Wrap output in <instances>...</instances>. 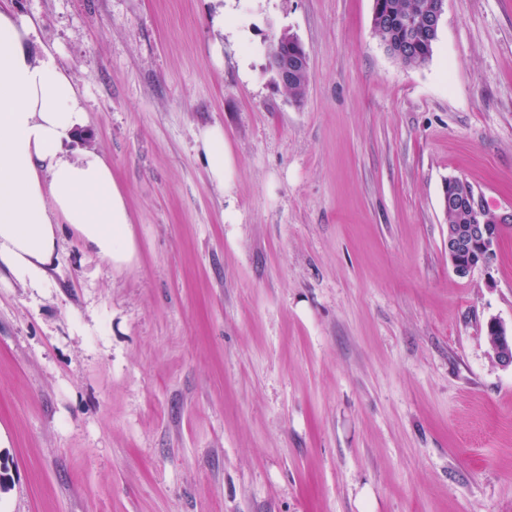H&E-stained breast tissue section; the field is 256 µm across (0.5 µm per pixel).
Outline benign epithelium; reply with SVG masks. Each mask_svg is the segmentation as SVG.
Segmentation results:
<instances>
[{
  "label": "benign epithelium",
  "mask_w": 512,
  "mask_h": 512,
  "mask_svg": "<svg viewBox=\"0 0 512 512\" xmlns=\"http://www.w3.org/2000/svg\"><path fill=\"white\" fill-rule=\"evenodd\" d=\"M308 66L307 60L288 61V53L277 57L275 73L282 84H288L289 74L299 67ZM448 192L443 194V206L449 211L464 209L470 213V224L448 225V259L454 272L459 277L469 276L476 268H490L486 262L472 260V254L493 253L501 240L505 227L512 224V211L492 218L484 215V207L479 197L472 191L462 188V182L450 178L447 182ZM488 327L495 331L497 340L494 355L504 366H512V335L505 324L492 320Z\"/></svg>",
  "instance_id": "7a95c632"
}]
</instances>
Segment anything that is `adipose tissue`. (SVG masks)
I'll return each mask as SVG.
<instances>
[{
	"mask_svg": "<svg viewBox=\"0 0 512 512\" xmlns=\"http://www.w3.org/2000/svg\"><path fill=\"white\" fill-rule=\"evenodd\" d=\"M33 25L0 11V266L43 287L62 224L121 266L136 244L124 195L105 157L68 150L87 125L82 97L54 53L33 56Z\"/></svg>",
	"mask_w": 512,
	"mask_h": 512,
	"instance_id": "1",
	"label": "adipose tissue"
}]
</instances>
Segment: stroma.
Instances as JSON below:
<instances>
[{
	"mask_svg": "<svg viewBox=\"0 0 512 512\" xmlns=\"http://www.w3.org/2000/svg\"><path fill=\"white\" fill-rule=\"evenodd\" d=\"M82 94L137 243L0 269V512H512V228L448 259L443 186L512 211V0L429 61L374 0H5ZM298 37L295 101L269 66ZM224 130L227 185L197 142ZM488 327L494 330L496 336H498L493 349L496 359L503 366H512V328L509 334L505 324L497 320H491L488 323ZM492 330L488 332V337L491 342H493L496 337Z\"/></svg>",
	"mask_w": 512,
	"mask_h": 512,
	"instance_id": "1",
	"label": "stroma"
}]
</instances>
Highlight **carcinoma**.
Segmentation results:
<instances>
[{
    "instance_id": "obj_1",
    "label": "carcinoma",
    "mask_w": 512,
    "mask_h": 512,
    "mask_svg": "<svg viewBox=\"0 0 512 512\" xmlns=\"http://www.w3.org/2000/svg\"><path fill=\"white\" fill-rule=\"evenodd\" d=\"M372 16L374 35L389 54L406 66H420L432 55L438 32L429 27L424 13L432 0H375ZM309 72L298 71L288 82V93L296 100L304 97Z\"/></svg>"
}]
</instances>
